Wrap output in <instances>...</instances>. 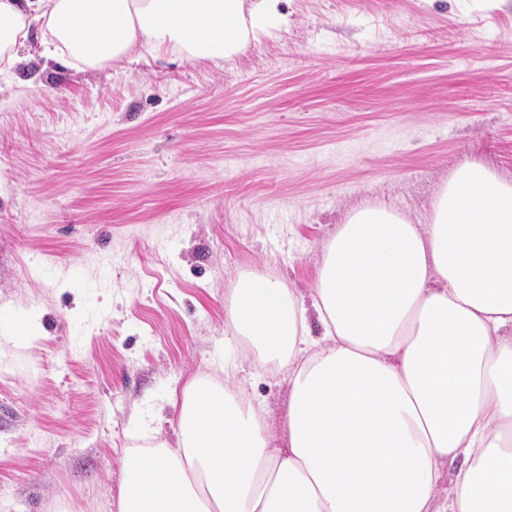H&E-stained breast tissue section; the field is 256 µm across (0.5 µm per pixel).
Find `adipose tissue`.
<instances>
[{
	"label": "adipose tissue",
	"instance_id": "adipose-tissue-1",
	"mask_svg": "<svg viewBox=\"0 0 512 512\" xmlns=\"http://www.w3.org/2000/svg\"><path fill=\"white\" fill-rule=\"evenodd\" d=\"M282 2L0 0V73L35 45L77 71L230 62L287 26ZM312 307L317 341L280 280L237 278L234 335L288 371L281 435L246 388L192 379L176 443L128 450L119 512H512V183L467 162L427 224L352 211Z\"/></svg>",
	"mask_w": 512,
	"mask_h": 512
}]
</instances>
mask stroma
I'll use <instances>...</instances> for the list:
<instances>
[{"mask_svg": "<svg viewBox=\"0 0 512 512\" xmlns=\"http://www.w3.org/2000/svg\"><path fill=\"white\" fill-rule=\"evenodd\" d=\"M234 62L0 75V512H118L128 448L185 384L235 382L271 434L288 373L227 345L238 275L311 303L352 210L426 223L483 161L512 180V2L283 0Z\"/></svg>", "mask_w": 512, "mask_h": 512, "instance_id": "35a3bbf8", "label": "stroma"}]
</instances>
